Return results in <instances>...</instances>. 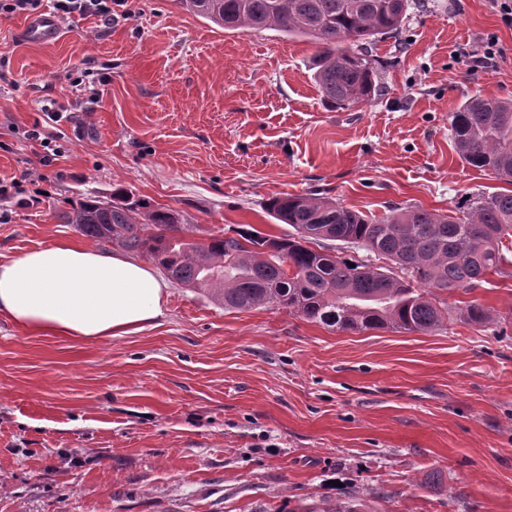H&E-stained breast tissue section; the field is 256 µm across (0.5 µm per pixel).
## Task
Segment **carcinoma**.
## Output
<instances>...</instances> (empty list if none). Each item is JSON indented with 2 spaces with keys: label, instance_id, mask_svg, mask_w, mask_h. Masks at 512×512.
<instances>
[{
  "label": "carcinoma",
  "instance_id": "carcinoma-1",
  "mask_svg": "<svg viewBox=\"0 0 512 512\" xmlns=\"http://www.w3.org/2000/svg\"><path fill=\"white\" fill-rule=\"evenodd\" d=\"M185 12L224 29H270L317 47L313 76L337 110L370 103L381 65L370 50L378 36L396 38L412 0H173ZM451 136L467 165L512 185V101L472 97L450 113ZM267 213L294 232L256 229L184 236L180 212L123 188L105 201L89 194L61 216L97 244L111 243L153 259L176 282L208 294L226 309L286 310L345 332H426L448 320L435 292L468 295L489 274L512 276V190L464 198L456 217L420 206L394 207L375 218L313 193L270 198ZM363 250L358 259L328 253V242ZM460 318L481 326L500 318L476 299ZM288 512H378L347 494L313 499Z\"/></svg>",
  "mask_w": 512,
  "mask_h": 512
}]
</instances>
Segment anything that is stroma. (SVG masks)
Wrapping results in <instances>:
<instances>
[{"label":"stroma","mask_w":512,"mask_h":512,"mask_svg":"<svg viewBox=\"0 0 512 512\" xmlns=\"http://www.w3.org/2000/svg\"><path fill=\"white\" fill-rule=\"evenodd\" d=\"M376 39L380 92L328 108L316 47L227 30L173 0H128L111 23L61 20L30 42L0 15V255L63 240L59 213L120 185L180 210L206 240L284 236L265 204L316 193L376 215L442 212L502 189L455 151L449 114L512 101V24L495 0H429ZM494 39L497 66L462 50ZM62 113L49 165L27 130ZM428 332H342L285 310L224 309L170 283L160 324L132 336L37 335L0 318V512H257L384 492L381 512H512V320L456 315Z\"/></svg>","instance_id":"1"}]
</instances>
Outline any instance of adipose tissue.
Masks as SVG:
<instances>
[{
    "label": "adipose tissue",
    "mask_w": 512,
    "mask_h": 512,
    "mask_svg": "<svg viewBox=\"0 0 512 512\" xmlns=\"http://www.w3.org/2000/svg\"><path fill=\"white\" fill-rule=\"evenodd\" d=\"M153 268L65 241L0 260V317L29 332L74 339L130 336L166 315Z\"/></svg>",
    "instance_id": "ef3b65f1"
}]
</instances>
